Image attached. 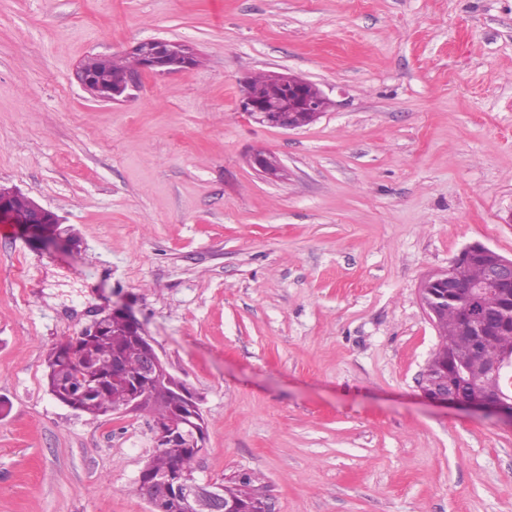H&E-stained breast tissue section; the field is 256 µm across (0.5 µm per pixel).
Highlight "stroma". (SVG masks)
<instances>
[{"instance_id": "1", "label": "stroma", "mask_w": 512, "mask_h": 512, "mask_svg": "<svg viewBox=\"0 0 512 512\" xmlns=\"http://www.w3.org/2000/svg\"><path fill=\"white\" fill-rule=\"evenodd\" d=\"M153 37L197 64L119 103L78 83ZM268 72L326 112L247 118ZM1 187L81 248L0 230V512H147L145 417L46 383L116 303L201 400L199 482L258 473L275 512H512V426L422 394L418 292L466 244L512 258V0H0ZM280 77L283 93L273 102L264 100H271L276 96L278 83L274 74L263 73L249 77L248 91L255 99L247 93L248 78L244 79L239 102L240 112H244L258 124L294 130L298 127L291 122L293 112V121L304 127L313 123L308 112H321L318 107L323 112L327 109L329 101L315 83L310 87L309 94L316 102L307 94L311 81L291 74H281Z\"/></svg>"}]
</instances>
